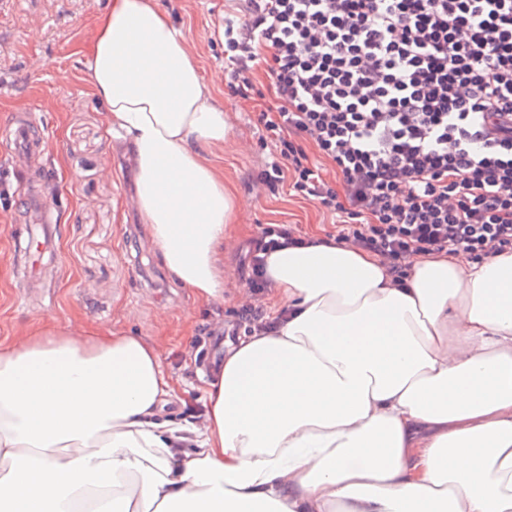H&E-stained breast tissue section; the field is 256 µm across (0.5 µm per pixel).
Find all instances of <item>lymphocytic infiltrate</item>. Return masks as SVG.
Returning <instances> with one entry per match:
<instances>
[{"mask_svg":"<svg viewBox=\"0 0 512 512\" xmlns=\"http://www.w3.org/2000/svg\"><path fill=\"white\" fill-rule=\"evenodd\" d=\"M234 2L224 65L232 95L272 99L257 115L279 153L260 175L268 189L288 182L336 214L340 240L399 277L443 250H512V0ZM305 242L293 225L264 228L251 290L268 286L266 254Z\"/></svg>","mask_w":512,"mask_h":512,"instance_id":"f902f5d3","label":"lymphocytic infiltrate"}]
</instances>
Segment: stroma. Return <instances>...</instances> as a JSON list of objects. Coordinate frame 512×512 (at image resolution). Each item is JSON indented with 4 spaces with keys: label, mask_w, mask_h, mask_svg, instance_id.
<instances>
[{
    "label": "stroma",
    "mask_w": 512,
    "mask_h": 512,
    "mask_svg": "<svg viewBox=\"0 0 512 512\" xmlns=\"http://www.w3.org/2000/svg\"><path fill=\"white\" fill-rule=\"evenodd\" d=\"M156 3L183 28L232 126L230 140L212 153L245 213L224 250V303L201 301L171 280L131 204V163L107 130L85 66L95 20L109 0H0V124L25 114L44 131L41 192L56 221L40 273L30 277L10 250L14 226L27 217L15 197L0 200V344L48 312L131 335L150 326L162 368L181 396L166 412L196 424L205 410L204 388L214 377L212 357L225 351L222 332L247 334L244 262L263 228L295 224L307 236L330 240L340 227L326 209L288 188H259L258 176L277 152L262 143L253 104L226 87L218 29L229 0Z\"/></svg>",
    "instance_id": "stroma-1"
}]
</instances>
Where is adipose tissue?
Instances as JSON below:
<instances>
[{
	"label": "adipose tissue",
	"mask_w": 512,
	"mask_h": 512,
	"mask_svg": "<svg viewBox=\"0 0 512 512\" xmlns=\"http://www.w3.org/2000/svg\"><path fill=\"white\" fill-rule=\"evenodd\" d=\"M86 66L163 266L223 304L242 209L208 153L231 127L187 36L110 0ZM266 278L287 316L228 349L191 451L148 333L49 313L0 344V512H512V250L420 258L398 287L318 240Z\"/></svg>",
	"instance_id": "adipose-tissue-1"
}]
</instances>
